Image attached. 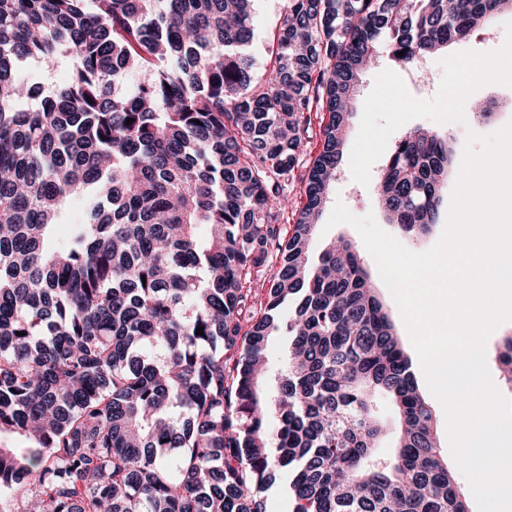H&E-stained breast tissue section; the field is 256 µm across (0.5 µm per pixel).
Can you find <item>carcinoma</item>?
Returning <instances> with one entry per match:
<instances>
[{
  "mask_svg": "<svg viewBox=\"0 0 512 512\" xmlns=\"http://www.w3.org/2000/svg\"><path fill=\"white\" fill-rule=\"evenodd\" d=\"M254 2L0 0V512H267L281 469L289 512H468L358 248L314 261L309 241L360 73L382 51L410 68L512 0H288L264 85ZM57 56L70 84L21 107V63ZM452 165L448 139L400 137L377 183L398 235L430 230ZM497 363L512 384V336ZM322 113L319 112L318 117H316L315 112L312 113V123L308 130V133L303 140L302 148L300 151V165L295 169L294 179L288 186V198L290 204L288 206V223L286 219L280 221L282 223V232L287 234L289 231L290 225L293 224L292 221V211L295 213L297 209L302 207L304 202V193H303V182L302 178L306 173V167L313 160V158L318 154L321 146V137H320V124Z\"/></svg>",
  "mask_w": 512,
  "mask_h": 512,
  "instance_id": "obj_1",
  "label": "carcinoma"
}]
</instances>
